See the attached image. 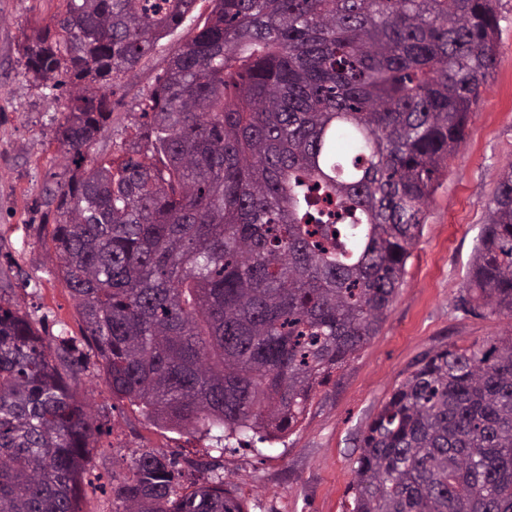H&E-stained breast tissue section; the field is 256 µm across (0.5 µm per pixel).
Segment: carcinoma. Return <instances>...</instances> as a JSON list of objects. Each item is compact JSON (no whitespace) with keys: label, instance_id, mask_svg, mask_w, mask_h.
I'll list each match as a JSON object with an SVG mask.
<instances>
[{"label":"carcinoma","instance_id":"1","mask_svg":"<svg viewBox=\"0 0 512 512\" xmlns=\"http://www.w3.org/2000/svg\"><path fill=\"white\" fill-rule=\"evenodd\" d=\"M197 0H63L25 46L65 89L47 205L58 272L112 396L217 443L277 439L378 332L494 66L495 0H211L142 122L90 151L114 88ZM464 305L512 319V163ZM56 348L0 298V512H81L99 426ZM350 512H512V335L423 355L367 426ZM143 452L115 512H245Z\"/></svg>","mask_w":512,"mask_h":512}]
</instances>
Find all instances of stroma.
<instances>
[{
	"label": "stroma",
	"instance_id": "obj_1",
	"mask_svg": "<svg viewBox=\"0 0 512 512\" xmlns=\"http://www.w3.org/2000/svg\"><path fill=\"white\" fill-rule=\"evenodd\" d=\"M502 17L496 65L480 89L468 136L426 211L396 299L375 336L343 369L317 386L308 410L275 440L251 436L229 449L214 440L153 424L138 409L113 402L84 336L75 301L49 251L56 214L45 204L64 170L55 141L64 98L26 73L24 47L50 23L62 0H0V297L21 309L47 339L75 340L85 371L78 392L104 434L91 454L82 512H114L110 482L128 476L140 452L178 456L186 473L207 466L243 494L247 512H349L358 438L419 356L449 344L468 346L512 331V321L465 311L459 304L486 200L499 171L512 162V0H497ZM209 0L166 36L132 74L94 153L109 159L139 120L172 51L202 25Z\"/></svg>",
	"mask_w": 512,
	"mask_h": 512
}]
</instances>
